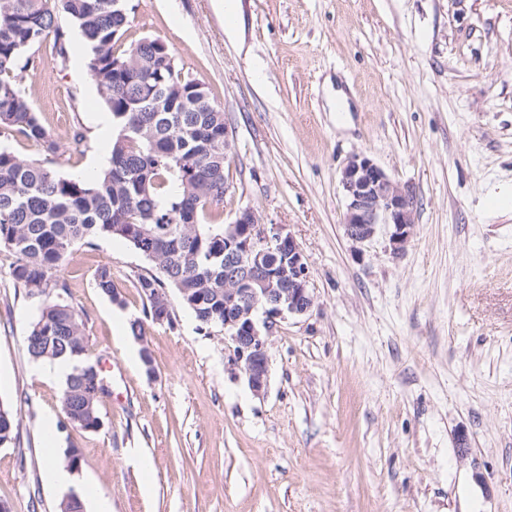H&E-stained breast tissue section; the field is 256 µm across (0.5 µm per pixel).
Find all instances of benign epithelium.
<instances>
[{"label":"benign epithelium","mask_w":512,"mask_h":512,"mask_svg":"<svg viewBox=\"0 0 512 512\" xmlns=\"http://www.w3.org/2000/svg\"><path fill=\"white\" fill-rule=\"evenodd\" d=\"M346 198L344 227L355 243L372 240L378 226H392L390 244L399 251L414 224L415 199L364 154L341 171ZM307 262L293 235L281 224H265L251 209L224 228V325L233 344L231 366L248 387L264 393L269 342L277 320L305 313L313 298Z\"/></svg>","instance_id":"obj_1"}]
</instances>
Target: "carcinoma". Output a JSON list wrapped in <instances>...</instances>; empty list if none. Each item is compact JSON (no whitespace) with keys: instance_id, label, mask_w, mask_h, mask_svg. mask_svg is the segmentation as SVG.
<instances>
[{"instance_id":"carcinoma-1","label":"carcinoma","mask_w":512,"mask_h":512,"mask_svg":"<svg viewBox=\"0 0 512 512\" xmlns=\"http://www.w3.org/2000/svg\"><path fill=\"white\" fill-rule=\"evenodd\" d=\"M67 17L90 50L88 68L118 134L109 166L95 179L63 176L51 167L59 143L43 123L17 71L35 66L44 46L66 62L72 53ZM127 12L114 0H0V138H20L42 157L21 158L0 146V249L15 256L11 275L25 294L65 290L58 273L76 244L119 237L159 275L139 278L146 318L174 288L198 322L224 323V225L209 224L224 206V112L209 106L207 87L181 73L169 45L146 37L128 50L117 45ZM95 283L120 302L110 268ZM36 361L78 358L87 351L83 319L63 298L47 303L27 336ZM101 378L82 363L66 378L62 406L70 424L98 429ZM17 435L11 406L0 400V446Z\"/></svg>"}]
</instances>
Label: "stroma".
<instances>
[{
	"label": "stroma",
	"instance_id": "1",
	"mask_svg": "<svg viewBox=\"0 0 512 512\" xmlns=\"http://www.w3.org/2000/svg\"><path fill=\"white\" fill-rule=\"evenodd\" d=\"M132 3L123 47L163 38L224 110V223L249 208L284 225L313 305L278 321L257 396L177 293L172 323L128 334L138 279L155 272L129 243L76 246L64 298L112 383L101 427L83 431L64 379L27 352L51 296L18 292L0 250V401L18 421L0 505L60 512L67 490L43 460L74 448L70 488L112 512H512V0H234L229 15L220 0ZM18 77L60 140L55 168L101 173L112 142L87 52L40 50ZM355 153L416 197L402 251L387 225L361 245L345 235ZM103 266L120 302L95 284Z\"/></svg>",
	"mask_w": 512,
	"mask_h": 512
}]
</instances>
